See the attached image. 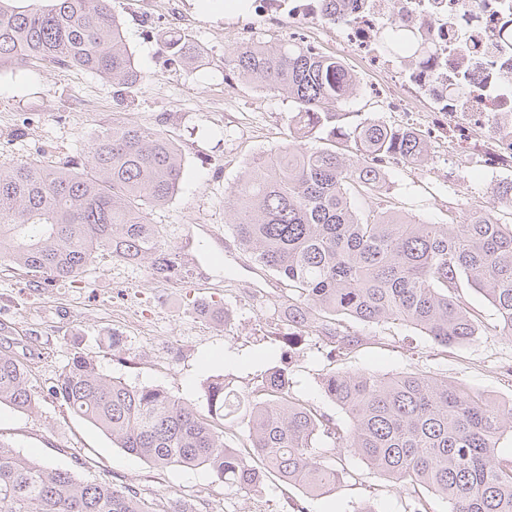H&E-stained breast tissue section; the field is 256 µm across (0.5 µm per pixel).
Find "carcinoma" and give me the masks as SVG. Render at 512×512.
Here are the masks:
<instances>
[{
    "label": "carcinoma",
    "instance_id": "cac0c4a2",
    "mask_svg": "<svg viewBox=\"0 0 512 512\" xmlns=\"http://www.w3.org/2000/svg\"><path fill=\"white\" fill-rule=\"evenodd\" d=\"M111 0H0V67H75L112 83L124 102L146 76L136 66ZM379 42L414 58V36L384 24ZM167 61L201 56L176 32ZM227 66L261 88H283L295 103L291 134L305 147L282 148L254 161L231 191L232 231L256 262L288 283V322L324 336L339 355L357 336L341 320L397 322L443 346L478 336H512V228L492 212L469 222L420 224L380 197L383 175L373 160L426 159L419 131L363 120L343 124L339 105L354 78L334 57L299 43L261 42L233 50ZM353 143L365 157L348 161L323 142ZM183 176L181 154L161 132L114 125L89 141L83 159L50 167L39 159L0 166V258L64 280L99 251L166 275L148 211L166 204ZM377 198L359 209L353 195ZM512 210V180L492 189ZM485 296L491 324L473 314L464 287ZM324 391L348 415L341 429L294 400L275 371L264 397L252 401L217 378L205 386L207 415L165 390L104 374L80 352L51 394L107 433L112 443L159 467L208 468L225 485L258 491L273 475L313 495L330 494L361 475L336 466L360 457L368 472L401 488L420 486L448 501V512H512V459L499 455L512 433V400L490 399L462 383L407 371L393 376L332 371ZM23 361L0 352V404L36 405ZM233 417L251 457L224 443ZM0 512H151L133 484L112 485L28 459L0 441Z\"/></svg>",
    "mask_w": 512,
    "mask_h": 512
}]
</instances>
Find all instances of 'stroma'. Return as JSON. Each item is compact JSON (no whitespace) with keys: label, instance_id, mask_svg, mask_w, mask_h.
Here are the masks:
<instances>
[{"label":"stroma","instance_id":"1","mask_svg":"<svg viewBox=\"0 0 512 512\" xmlns=\"http://www.w3.org/2000/svg\"><path fill=\"white\" fill-rule=\"evenodd\" d=\"M134 61L148 77L133 102L120 105L112 84L97 74L55 66L0 69V164L38 158L59 164L83 153L111 124L143 125L164 133L184 160L179 190L149 210L163 250L175 255L173 278H154L146 265L98 253L79 276L48 282L0 260V350L25 355L38 393L34 409L0 404V440L26 457L78 469L83 478L134 483L150 506L182 498L198 512H411L409 497L382 474H365L354 455L345 464L364 477L333 494L304 496L301 488L269 477L264 489L224 485L203 467L159 468L113 445L105 432L51 396L49 389L75 352L96 359L105 374L157 386L205 410L207 381L223 377L244 397L260 395L266 377L284 372L290 394L340 425L349 419L325 394L330 371L392 375L425 372L456 381L499 401L512 399V336H482L461 346L434 343L419 329L397 324L347 327L360 339L338 357L330 342L288 322L285 283L239 246L230 225V193L259 155L286 145L294 108L287 91L258 87L230 73L225 61L249 28L250 41L306 38L336 57L355 78L340 104L347 120L409 126L423 135L424 165L383 162L393 207L420 223L467 221L475 210L496 209L492 188L512 179V154L490 159L479 149L488 132L461 119L463 136L438 132L440 115L422 103L394 104L397 90L361 57L344 48L342 29L321 17L277 23L262 7L241 14L233 0H111ZM188 35L203 55L172 65L164 36ZM22 138H15L16 129Z\"/></svg>","mask_w":512,"mask_h":512}]
</instances>
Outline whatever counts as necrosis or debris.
Listing matches in <instances>:
<instances>
[{"label": "necrosis or debris", "instance_id": "1", "mask_svg": "<svg viewBox=\"0 0 512 512\" xmlns=\"http://www.w3.org/2000/svg\"><path fill=\"white\" fill-rule=\"evenodd\" d=\"M345 42L394 86L399 102L410 94L426 98L436 112H461L490 122L512 140V38L504 23L512 20V0H344ZM433 42L437 50L419 63L399 53L385 57L376 50L385 19ZM467 73L468 90L457 93L456 78Z\"/></svg>", "mask_w": 512, "mask_h": 512}]
</instances>
